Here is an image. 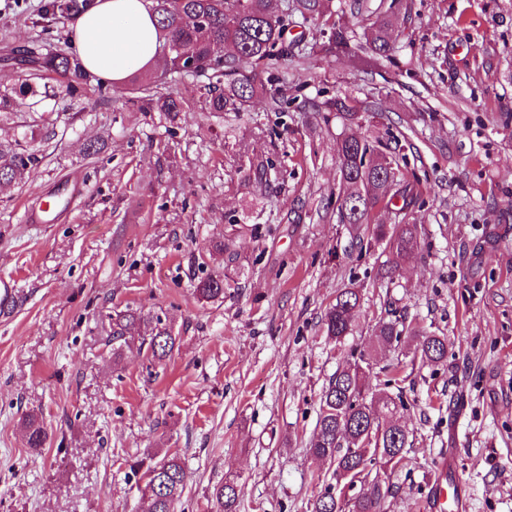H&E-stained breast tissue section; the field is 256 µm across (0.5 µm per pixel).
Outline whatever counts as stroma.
Returning a JSON list of instances; mask_svg holds the SVG:
<instances>
[{"label":"stroma","mask_w":512,"mask_h":512,"mask_svg":"<svg viewBox=\"0 0 512 512\" xmlns=\"http://www.w3.org/2000/svg\"><path fill=\"white\" fill-rule=\"evenodd\" d=\"M45 0H0V59L13 48L69 49L70 22ZM333 0L330 21L294 18L296 54L266 70L270 94L237 112L210 111L208 75L162 78L184 102L176 117L146 109L141 75L48 99L0 122L36 164L0 190V512H144L129 465L179 453L187 485L177 512H214L221 481L237 512H310L334 482L306 442L323 386L370 353L403 375L396 420L411 445L397 465L369 466L345 488L390 489L383 512H420L440 466L469 494L468 512H512V0H399L398 51L374 63L363 33L386 0ZM346 27L351 47L329 42ZM347 95L376 102L357 124L327 110ZM379 150L408 139L403 168L417 198L421 248L394 279L381 247L356 248L340 223L336 142ZM100 154L85 153L88 142ZM81 192L53 224L26 212L57 189ZM223 241V254L211 253ZM223 275L222 299L194 285ZM358 287L355 333L326 339L321 317ZM133 308L170 321L176 345L151 359L136 339L114 352L113 316ZM447 337L443 363L414 362V343L372 351L380 324ZM37 414L43 447L27 445ZM212 500L216 503V512H237L240 489L231 482H218L212 490Z\"/></svg>","instance_id":"stroma-1"}]
</instances>
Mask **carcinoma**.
Here are the masks:
<instances>
[{"label": "carcinoma", "instance_id": "1", "mask_svg": "<svg viewBox=\"0 0 512 512\" xmlns=\"http://www.w3.org/2000/svg\"><path fill=\"white\" fill-rule=\"evenodd\" d=\"M90 0H48L44 15L70 20L84 12ZM332 0H292L289 10L305 20L316 19L330 12ZM151 11L159 18L164 43L177 49L165 57L167 70L177 73L183 55L196 59L203 72L213 70L211 62L226 46L233 49L219 69L224 86L208 88V104L212 111L238 109L255 95L266 90L259 71L283 54V36L288 28V14L279 15L273 0H152ZM394 12L376 16L367 32L365 46L377 60L390 59L395 52L391 32ZM28 68L39 76L60 74L71 78L69 91L87 83L89 75L79 60L64 50L39 53L29 50ZM141 99L169 115L182 110L179 100L164 95L150 80L137 87ZM328 108L353 124L362 115L375 112L373 105L359 108L347 98H336ZM406 145L394 141V146L379 153L365 139L345 136L338 140L336 152L340 182L344 186L342 203L338 207L340 222L361 227L372 221L375 208L390 207L397 198L395 187L403 176L400 161L405 158ZM36 157L26 153L16 140L0 139V186L11 184L18 175L32 167ZM370 239L383 245L386 253L383 275L393 278L402 263L420 246L416 224H375ZM201 300L214 301L224 297V278L211 275L194 287ZM359 303L358 291L347 289L336 296L326 308L322 325L326 336L342 343L353 335L354 311ZM140 323L151 326L148 352L159 361L166 358L176 344L170 324L159 316L143 315L126 310L112 318V342H124L131 330ZM417 339L414 357L422 363L438 365L447 352L445 336L427 334L405 326V322L388 320L380 326L376 342L379 349L395 348L404 339ZM370 363L360 354L348 367L336 372L322 389L316 427L308 447L315 457L335 464L337 479L352 484L364 476L366 467L376 461L397 464L409 446V432L393 421L397 398L387 389L398 379L388 371L385 390L369 395ZM27 442L32 448L42 447L47 439L43 426L34 414L25 419ZM132 474L140 475L139 490L147 503V512H175L186 487L187 473L180 455L167 452L156 462L135 461L129 465ZM389 490L374 483L369 494L351 504L350 512H381V502ZM240 489L231 482L214 485L212 500L216 512H236ZM311 512H343L336 498V486L329 484L310 504Z\"/></svg>", "mask_w": 512, "mask_h": 512}]
</instances>
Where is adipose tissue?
<instances>
[{
	"instance_id": "adipose-tissue-1",
	"label": "adipose tissue",
	"mask_w": 512,
	"mask_h": 512,
	"mask_svg": "<svg viewBox=\"0 0 512 512\" xmlns=\"http://www.w3.org/2000/svg\"><path fill=\"white\" fill-rule=\"evenodd\" d=\"M163 37L146 0H93L76 19L71 48L87 73L121 85L157 64Z\"/></svg>"
}]
</instances>
